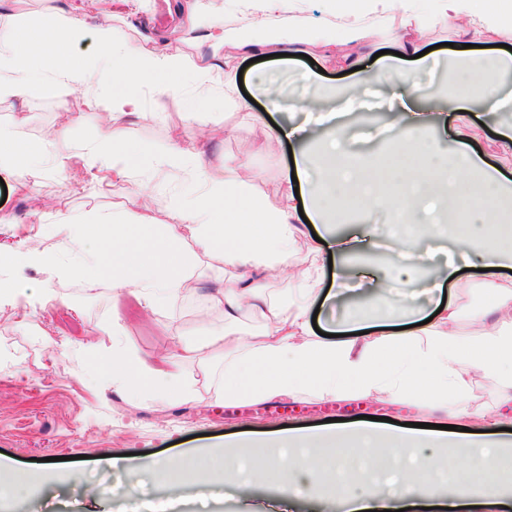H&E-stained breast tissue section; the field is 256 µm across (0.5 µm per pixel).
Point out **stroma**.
Listing matches in <instances>:
<instances>
[{
    "mask_svg": "<svg viewBox=\"0 0 512 512\" xmlns=\"http://www.w3.org/2000/svg\"><path fill=\"white\" fill-rule=\"evenodd\" d=\"M112 29L132 46L151 40L198 65L210 58L205 28L175 32L159 0H142L138 13L122 15L113 21ZM226 57L241 68L244 91L254 90L257 73H270L288 101L304 93L302 74L314 65L324 71V86L341 92L351 81L346 72L323 57L287 68L265 60L248 64L231 50ZM179 86L178 93L160 102L145 95V116L118 121L111 119L108 105L85 110L81 92L59 95L38 87L24 110L0 102V122L17 124L20 134L29 140L66 129L74 148L87 146L100 128L109 124L131 149L150 154L165 152L176 138L184 148L202 152L210 170L220 171L227 165L247 167L255 175L256 190L279 203L292 157L288 140L267 138L265 128L283 123L284 115L266 116L261 125L248 123L224 97L195 103L192 74H184ZM390 94L388 85L374 86L366 98L368 111L344 116L352 151L376 149V141L368 137L370 126L396 123V113L384 109ZM193 107L198 116L180 121V113ZM467 121L468 149L495 162L500 126L512 122V112L489 113L472 106ZM0 180L7 187V198L0 205V245L4 247L53 236L63 214L77 218L112 208L130 213L150 211L157 222L169 224L171 214L153 211L152 200L178 190L176 181L153 170L114 182L105 193L89 173L74 179L49 171L24 195L13 170L0 168ZM40 204L45 215L37 222L30 212ZM55 266L0 268L2 278L15 279L32 289L50 288L56 295L54 304L44 309L23 298L0 304V473L24 475L30 484L29 495L14 502L15 512H154L160 502L171 512H269L279 500L288 512H344L318 489L286 495L277 487L263 485L241 497L212 472L196 476L187 487L175 491L158 476L157 467L188 448L220 463L226 453L225 437L245 430L321 427L330 418L351 422L361 415L385 416L397 426L406 422L470 424L487 432L498 419L499 388L486 379L477 380L472 389L467 420L446 412H424L412 399L397 403L363 396L322 399L309 392L297 400L228 399L220 350L204 352L202 361L178 366L182 379L196 383L202 394L199 400L171 397L162 401L144 391L115 392L104 373L113 342L143 356L169 357L173 337L196 340L223 328V315L211 308L207 299L209 290L218 285L215 269L199 265L194 270L198 278L195 295L154 311L137 309L135 318L121 317L117 321L121 327L116 330L112 327L116 322L113 308H126L134 303V296L113 300L107 278L66 280L58 277ZM485 280L482 274H466L450 291L464 310L458 328L470 337L482 332L473 314L480 306ZM88 481L96 483V497L84 496L82 487Z\"/></svg>",
    "mask_w": 512,
    "mask_h": 512,
    "instance_id": "stroma-1",
    "label": "stroma"
}]
</instances>
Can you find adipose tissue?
I'll return each instance as SVG.
<instances>
[{
  "label": "adipose tissue",
  "instance_id": "1",
  "mask_svg": "<svg viewBox=\"0 0 512 512\" xmlns=\"http://www.w3.org/2000/svg\"><path fill=\"white\" fill-rule=\"evenodd\" d=\"M411 0H335L339 27L311 25L304 17L281 14L282 0H268L267 15L254 23L207 25L211 56L199 66L155 44L130 46L118 40L111 23L89 21L83 5L71 4L28 19L15 18L11 0H0V100L25 108L30 90L49 84L65 92L82 91L86 108L108 98L113 116L141 114L143 80L153 77L150 89L164 99L174 89L176 76L193 71L201 92L221 91L224 54L251 59L282 54L283 64L319 50L334 57L339 69L354 71L353 88L406 82L398 93L399 131L389 137L383 152L373 157L353 153L344 145L343 128L330 122L322 127L319 151L303 147L304 125L269 129V136L298 144L293 155L297 188H285L279 204L260 196L248 170L204 168L194 151L173 146L157 165L174 174L184 192L167 199L173 224L159 228L151 215L130 216L121 211L92 212L78 221L65 238L77 255L64 275L83 278L111 273L115 293L128 292L148 308L191 292L194 269L202 259L220 260L224 282L210 298L221 308L224 328L200 342L179 345L182 360L201 358L203 350H224V395L257 401L297 398L305 390L322 396L359 392L390 401L416 398L428 411L454 410L466 417V402L475 377L496 381L504 402L512 403V279L488 282L477 318L485 327L478 339L457 334L455 302L442 310L418 304L416 296L398 300L394 290L408 274L411 262H421L428 246L447 235L459 261L437 267L432 289L457 282L462 268L512 266V180L479 154L460 147L442 152L428 129L432 124L462 121L458 108L483 103L497 107L512 73V0H436L439 18L451 20L448 60L456 80L446 110L429 113L418 104L421 90L401 68L411 57L416 68L431 67L424 50L428 24L414 14ZM377 17L394 28L396 52L378 55L379 44L366 20ZM92 38L91 53L76 57L75 45ZM376 57L378 67L364 72L360 63ZM36 179L46 167L60 171L108 170L113 179L131 178L138 169L127 146L111 129L101 130L89 152L71 149L63 132L38 141L20 137L16 124L0 123V166ZM304 196L310 223L321 225L322 249L345 255L351 244L368 242L379 217L389 220L385 251L389 272L353 270L365 281L373 301L386 304L377 315L356 305L338 324L337 339L317 335L311 306L324 279L317 262L298 267L295 254L301 228L294 224L297 196ZM363 219L351 238L336 236L332 228L350 215ZM95 250H87L88 242ZM285 272L289 292H269L270 275ZM260 318L262 328L242 336L243 313ZM112 387L118 391L146 389L158 396L178 395L194 401L201 393L193 385L121 345H113L108 359ZM241 452L262 449L260 460L247 473L223 468V481L240 493L254 486L277 483L301 491L317 486L340 501L347 512H418L430 502L457 501L483 505L489 498V473L512 478V440L482 439L408 431L392 427L336 424L322 432L256 433L235 439ZM298 448L302 455L287 464L282 449ZM357 448L376 454L365 464L352 457ZM469 457L470 468L455 471L447 488L435 480L445 452ZM333 461L335 474L326 478L325 463ZM373 483L375 492L357 496V479Z\"/></svg>",
  "mask_w": 512,
  "mask_h": 512
}]
</instances>
